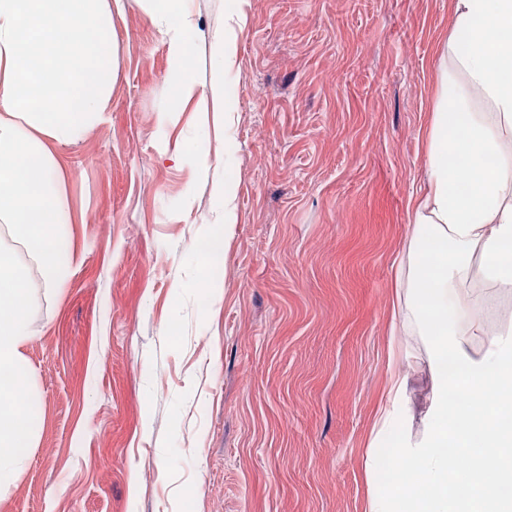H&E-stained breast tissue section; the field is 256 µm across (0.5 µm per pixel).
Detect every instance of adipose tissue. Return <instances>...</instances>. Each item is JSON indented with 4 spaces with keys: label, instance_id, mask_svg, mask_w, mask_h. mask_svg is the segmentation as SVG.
<instances>
[{
    "label": "adipose tissue",
    "instance_id": "ef3b65f1",
    "mask_svg": "<svg viewBox=\"0 0 512 512\" xmlns=\"http://www.w3.org/2000/svg\"><path fill=\"white\" fill-rule=\"evenodd\" d=\"M216 28L213 82L189 75L195 19L190 0H141L148 23L163 35L171 103L159 129L184 105L229 96L236 79L241 0ZM453 25L441 49L446 64L428 137V181L412 216L406 263L396 270L400 320L391 336L429 338L432 371L424 431L408 429L407 377L395 371L365 458L379 471L388 438L398 467L376 483L369 512H512L498 496L512 484V330L487 332L460 285L473 271L512 285V0H452ZM112 12L105 0H0V226L36 262L46 287L65 294L75 262L74 222L55 147L79 142L102 123L117 72L108 61ZM481 268H474L475 256ZM13 249L0 248V393L21 407L0 411V485L15 480L31 430V373L22 347L29 300ZM484 337L480 355L469 350ZM456 373H449V366ZM468 403L448 416V394ZM483 446L471 448V433ZM455 444L467 460L453 469Z\"/></svg>",
    "mask_w": 512,
    "mask_h": 512
}]
</instances>
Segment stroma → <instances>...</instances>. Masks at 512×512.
Wrapping results in <instances>:
<instances>
[{"mask_svg":"<svg viewBox=\"0 0 512 512\" xmlns=\"http://www.w3.org/2000/svg\"><path fill=\"white\" fill-rule=\"evenodd\" d=\"M228 0H193L194 77L212 79ZM235 222L203 250L214 182L172 157L196 106L159 131L168 57L139 0L112 15L107 121L60 146L80 264L64 296L24 249L37 417L0 512H366L363 468L391 370L393 273L421 194L451 0H243ZM190 212L175 208L185 188ZM220 296L205 306L201 288ZM462 295L512 323V290ZM408 427L431 376L409 340Z\"/></svg>","mask_w":512,"mask_h":512,"instance_id":"1","label":"stroma"}]
</instances>
